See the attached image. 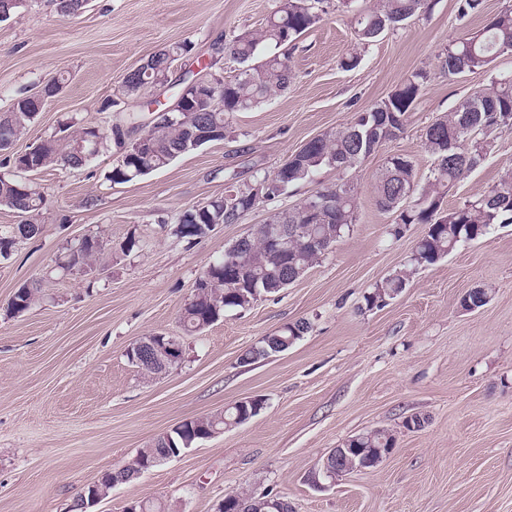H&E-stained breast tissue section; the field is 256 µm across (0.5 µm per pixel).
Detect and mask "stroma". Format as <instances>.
Returning a JSON list of instances; mask_svg holds the SVG:
<instances>
[{
	"label": "stroma",
	"mask_w": 512,
	"mask_h": 512,
	"mask_svg": "<svg viewBox=\"0 0 512 512\" xmlns=\"http://www.w3.org/2000/svg\"><path fill=\"white\" fill-rule=\"evenodd\" d=\"M512 0H484L462 20L456 0L385 32L359 65L342 69L354 22L339 0L288 57L294 78L247 112L226 116L224 138L135 181L114 184V142L75 168L31 174L47 199L38 236L0 259V512H69L87 485L126 464L158 434L184 420L264 399L250 422L186 449L115 486L93 512H127L142 500L166 512H218L227 493L288 499L294 512H512V224L494 225L433 266L410 270L404 290L384 307L364 298L408 268L427 227L402 224L375 204L387 157L410 159L425 184L433 158L424 133L436 118L492 78L512 73V53L458 76L438 58L478 34ZM278 0H89L75 18L54 0H23L0 21V112L61 79L16 151L54 135L60 120L109 128L134 112L149 124L150 105L172 103L151 86L128 97L123 77L158 49L192 42L206 54L216 41L261 27ZM426 76L401 133L375 155L340 172L259 202L239 223L218 224L187 242L173 232L180 215L275 170L307 141L350 122L407 77ZM493 150L446 195L452 209L512 173V133L492 132ZM356 187L349 232L283 292L225 313L184 336L181 315L207 265L273 213L300 205L340 178ZM88 235L105 248L95 272L59 276L67 244ZM132 250H125L127 241ZM40 300L14 315L7 305L30 281ZM488 294L468 311L467 291ZM305 320L311 330L288 351L251 364L241 355L264 336ZM184 336L181 364L148 378L127 359L145 336ZM420 417L421 429L407 419ZM384 429L392 454L376 468L315 485L332 449Z\"/></svg>",
	"instance_id": "stroma-1"
}]
</instances>
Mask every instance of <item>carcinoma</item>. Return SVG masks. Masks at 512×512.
I'll use <instances>...</instances> for the list:
<instances>
[{"instance_id": "carcinoma-1", "label": "carcinoma", "mask_w": 512, "mask_h": 512, "mask_svg": "<svg viewBox=\"0 0 512 512\" xmlns=\"http://www.w3.org/2000/svg\"><path fill=\"white\" fill-rule=\"evenodd\" d=\"M85 2L55 0L56 11L62 17L75 16ZM321 2L279 0L276 11L262 27L224 44V52L243 64V68L234 80L224 84V92L219 95L221 105L202 104L203 111L196 113L190 122L176 110L169 112L145 131L146 138L142 142H126V133L121 130L123 125L131 130L139 128V116L130 113L125 116L123 125L115 124L108 131L88 125L76 129L75 121L68 118L60 123L59 131L69 132V137L51 136L23 152L15 151L13 145L39 115L29 96L17 97L7 111L0 113V153L3 154L0 165L21 172L81 166L98 154L103 140L111 138L121 151L118 164L107 175L112 183L132 182L168 166L177 157L203 145L196 134L199 126L222 130L227 114L248 111L272 91L288 86L293 72L288 55L279 49L297 41L320 21ZM356 2L341 0L345 11L357 19L355 45L341 63L347 70L358 65L360 50L385 31L428 13L433 7V0H378L371 10L361 13ZM482 10L483 0H457V13L462 19ZM506 52H512V8L503 9L490 18L476 36L449 45L440 57V66L450 75L463 70L474 72L486 68L494 56ZM179 57L192 59L201 72L216 65V61L195 54L191 42H183L152 55L147 69L126 74L122 81L123 92L134 96L148 85L169 80L171 65ZM423 84L421 74L406 78L386 98L357 113L350 123L314 138L312 149L296 165L287 169L281 166L271 173L258 170L251 182L234 186L220 198L187 209L179 218L175 234L190 242L196 241L206 236L211 226L229 223L234 215L251 211L259 203L253 192L258 184L262 185V199L272 200L291 185L314 181L326 166L345 170L370 157L383 146L381 139L385 130H391L394 138L403 131L409 112L415 109L421 96ZM495 130L512 132V74L493 78L490 84L474 91L427 127L426 146L434 156V167L421 190L419 203L399 214L402 224L428 225V231L412 252L410 269L435 264L459 243L485 237L496 224H512V174L473 200L451 210L443 208L448 188L478 166L491 151L493 142L484 135ZM415 187L412 162L405 156L393 155L387 158L377 180L376 203L384 212L396 210ZM323 196L330 198L331 206L314 208L312 201ZM0 206L26 216L19 224L0 226V258L7 259L20 242L40 232L39 218L46 198L36 185L0 175ZM270 221L299 225L300 240L289 245L288 250L279 251L268 243L265 225H256L246 240L236 241L222 257L205 268L196 283L192 301L184 308L185 331H200L223 318L227 311L245 310L257 301V296H272L282 291L291 272L312 268L325 254V247L319 240L335 241L354 223V188L347 181L323 187L300 207L277 212ZM102 249L103 241L99 237H84L69 248L63 268L71 272H90ZM410 269L401 270L378 284L365 297L366 305L380 307L382 298L392 299L400 294ZM41 295V281L34 280L15 291L8 308L14 314H22L30 310ZM310 329V323L305 320L288 324L263 337L259 345L242 355L241 361L251 364L282 353ZM263 408L262 400L236 402L222 412L187 420L179 425V431L172 434L170 440L158 436L149 446L139 449L117 477L128 481L161 464L166 456L185 444L192 445L215 432L248 421ZM394 445V436L384 430L361 433L344 443L347 456L356 465L375 456L376 449ZM237 496L223 512H291L288 500L283 497H260L247 492H239Z\"/></svg>"}]
</instances>
